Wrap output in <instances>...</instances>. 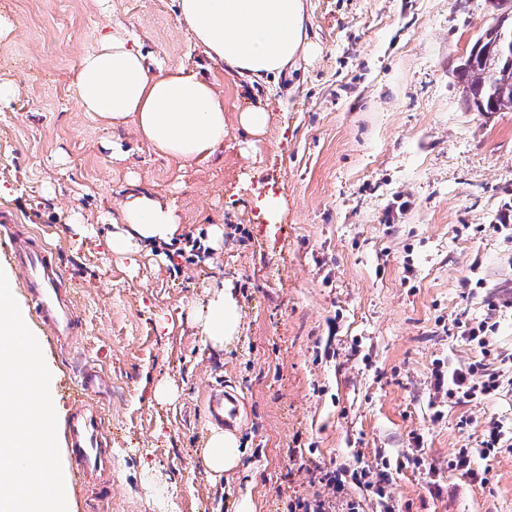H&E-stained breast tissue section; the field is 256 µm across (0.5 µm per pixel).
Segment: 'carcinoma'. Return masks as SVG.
I'll return each instance as SVG.
<instances>
[{"instance_id": "1", "label": "carcinoma", "mask_w": 512, "mask_h": 512, "mask_svg": "<svg viewBox=\"0 0 512 512\" xmlns=\"http://www.w3.org/2000/svg\"><path fill=\"white\" fill-rule=\"evenodd\" d=\"M466 104L478 112H512V15L493 23L473 44L460 69Z\"/></svg>"}]
</instances>
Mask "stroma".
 I'll list each match as a JSON object with an SVG mask.
<instances>
[{
  "label": "stroma",
  "mask_w": 512,
  "mask_h": 512,
  "mask_svg": "<svg viewBox=\"0 0 512 512\" xmlns=\"http://www.w3.org/2000/svg\"><path fill=\"white\" fill-rule=\"evenodd\" d=\"M319 56L288 76L249 83L196 45L178 0H0L13 23L0 46V211L39 234L67 274L82 326L56 350L42 344L64 416L77 365L102 370L98 401L116 450L112 508L68 487V512H288L342 497L374 501L351 477L355 454H411L426 467L391 468L403 512H512V454L475 458L482 487L448 467L476 447L490 419L512 422V380L454 404L434 386L437 362L480 361L455 319L493 315V343L512 354V112H477L459 76L498 10L491 0H305ZM152 67L185 65L224 95L227 135L207 162L157 155L132 125L104 127L82 110L72 77L115 24ZM270 114L258 153L237 118ZM121 154H113V146ZM174 199L172 247L118 256L108 233L129 193ZM281 196L280 223L256 205ZM220 225L218 246L207 230ZM206 249L190 259L192 241ZM483 287H476V278ZM230 283L238 336L216 350L195 322L212 286ZM224 381L241 398L239 465L214 475L200 407ZM442 419H434L435 411ZM336 472L342 494L320 483ZM442 484V496L428 482Z\"/></svg>",
  "instance_id": "1"
}]
</instances>
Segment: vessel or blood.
Returning a JSON list of instances; mask_svg holds the SVG:
<instances>
[{
	"label": "vessel or blood",
	"mask_w": 512,
	"mask_h": 512,
	"mask_svg": "<svg viewBox=\"0 0 512 512\" xmlns=\"http://www.w3.org/2000/svg\"><path fill=\"white\" fill-rule=\"evenodd\" d=\"M0 238L9 244V260L22 277L25 302L38 325L52 340L71 342L79 324L67 275L53 253L38 246L32 233L11 222L0 223ZM75 399L58 426L61 442L70 458L74 479L94 485L102 505L112 501V430L94 396L106 387L97 368H89ZM209 420L224 428L240 421V400L223 383L210 384L206 391Z\"/></svg>",
	"instance_id": "1"
}]
</instances>
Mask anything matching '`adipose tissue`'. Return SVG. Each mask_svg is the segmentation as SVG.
I'll list each match as a JSON object with an SVG mask.
<instances>
[{
  "mask_svg": "<svg viewBox=\"0 0 512 512\" xmlns=\"http://www.w3.org/2000/svg\"><path fill=\"white\" fill-rule=\"evenodd\" d=\"M179 15L212 61L252 82L292 72L318 52L308 38L304 0H179ZM73 85L84 111L108 126L133 123L158 153L183 163L210 160L224 141V98L213 83L184 65L152 74L147 54L123 26H113L82 57ZM123 222L111 239L116 254L142 242L174 244L182 231L174 201L148 191L128 195ZM239 322L231 286L213 289L198 314L204 342L223 349ZM202 455L210 470L224 473L238 464V442L215 431Z\"/></svg>",
  "mask_w": 512,
  "mask_h": 512,
  "instance_id": "1",
  "label": "adipose tissue"
}]
</instances>
